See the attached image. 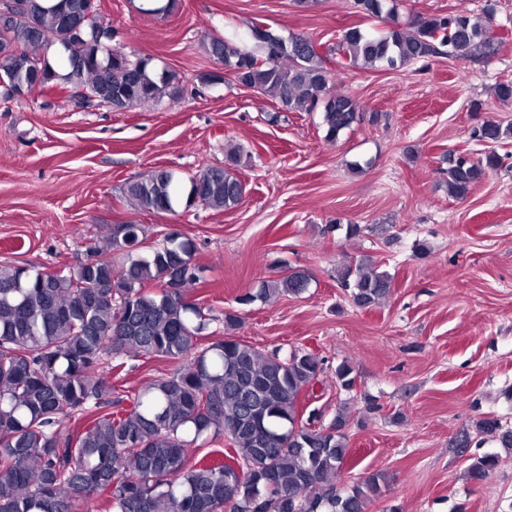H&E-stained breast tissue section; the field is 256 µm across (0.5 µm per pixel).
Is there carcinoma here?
<instances>
[{
  "mask_svg": "<svg viewBox=\"0 0 512 512\" xmlns=\"http://www.w3.org/2000/svg\"><path fill=\"white\" fill-rule=\"evenodd\" d=\"M19 3L17 12H0V48L9 50L0 58L1 98L83 88L122 111L176 93L151 56L132 58L108 45L111 29L90 0ZM354 8L388 27L340 31L329 51L346 66L493 56L507 45L490 6L481 20L418 14L404 25L389 0H354ZM257 28L255 22L244 33L212 36L204 50L239 84L271 94L284 112L323 103L329 143L374 119L352 97L331 92L310 36ZM475 134L497 144L512 138V127L486 121ZM240 161L233 149L224 166L201 170L187 201L214 211L238 208L246 194ZM498 165L493 150L476 161L448 157V194L465 199ZM123 194L141 211L173 213L178 179L168 169L151 170ZM146 240L145 226L114 224L69 275L0 265V512H76L79 500L98 498L107 512H224L227 504L249 512L265 498L275 502L274 512L308 504L315 512H366L383 477L338 485L348 451L345 417L327 426L304 418L302 396L322 372V359L307 351H264L231 336L198 346L207 314L186 296L197 280L190 271L194 244L173 237L143 256ZM310 281L307 270L290 268L245 301L298 296ZM337 281L362 309L386 299L393 283L369 258L341 268ZM147 357L181 365L141 387L125 408L122 398L112 399V360ZM476 428L512 448V430L498 418L484 417ZM200 440L224 442L242 468L192 462L190 447ZM498 463L495 453L480 456L467 477L480 483Z\"/></svg>",
  "mask_w": 512,
  "mask_h": 512,
  "instance_id": "1",
  "label": "carcinoma"
}]
</instances>
